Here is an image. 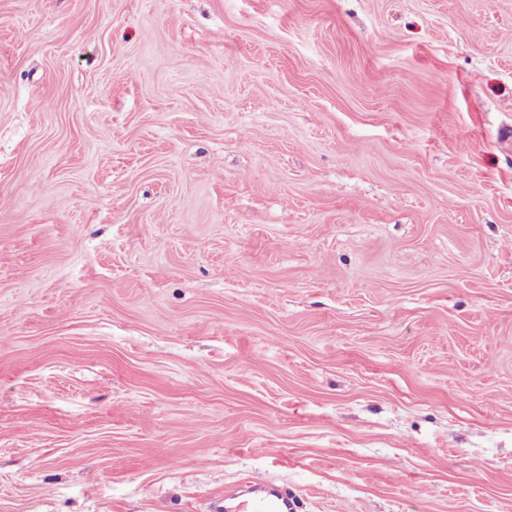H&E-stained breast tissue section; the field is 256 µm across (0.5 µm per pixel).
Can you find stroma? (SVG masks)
<instances>
[{
	"instance_id": "35a3bbf8",
	"label": "stroma",
	"mask_w": 512,
	"mask_h": 512,
	"mask_svg": "<svg viewBox=\"0 0 512 512\" xmlns=\"http://www.w3.org/2000/svg\"><path fill=\"white\" fill-rule=\"evenodd\" d=\"M512 512V0H0V512ZM226 500L234 501L225 508L227 512H296L294 498L287 489L259 477H248L245 487Z\"/></svg>"
}]
</instances>
